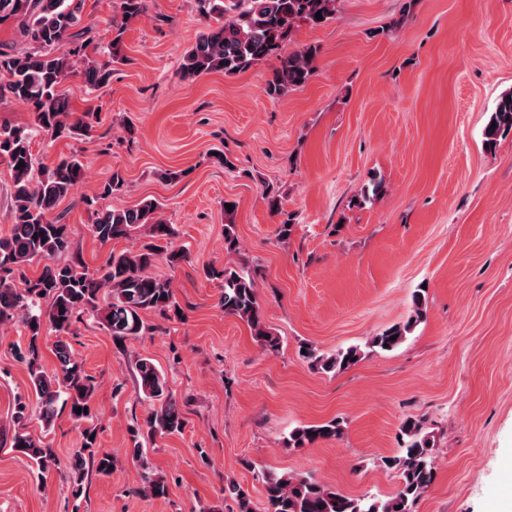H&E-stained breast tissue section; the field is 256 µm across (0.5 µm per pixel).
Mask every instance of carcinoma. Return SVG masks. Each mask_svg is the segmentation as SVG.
I'll return each mask as SVG.
<instances>
[{"label":"carcinoma","mask_w":512,"mask_h":512,"mask_svg":"<svg viewBox=\"0 0 512 512\" xmlns=\"http://www.w3.org/2000/svg\"><path fill=\"white\" fill-rule=\"evenodd\" d=\"M85 0H0V26H14L16 38L27 46L23 53L0 48V100L9 98L26 106L35 125L0 123V160L12 172L14 224L10 234L0 237V327L20 322L26 343L12 345L16 362L29 373L37 403L19 396L13 405L14 429L11 447L19 451L37 469L46 472L55 460L49 446L26 431V421L36 413L47 425L54 421L57 407L68 409L77 424L95 417L93 397L95 378L85 373L76 361L68 336L83 314L96 313L100 324L123 344L145 333L142 314L153 312L171 320L182 319L184 310L173 292L171 281L151 276L147 270L159 259L175 265L188 258L184 250H172L176 235L173 225L160 216L161 203L144 198L126 209H110L101 201L121 191L125 179L116 170L97 194L83 203L93 210L95 220L90 231L102 244L127 239L142 232L149 239L137 251H111L104 273L92 274L74 252L63 215L53 214L56 206L71 195L84 178V164L73 154L52 166L35 162L31 152L33 133L46 132L56 137L87 136L92 128L90 113H75L66 95L67 81L82 74L93 89L112 82V64L124 60L122 42L126 18L146 14V0H118L121 20H112L111 60L101 62L90 57L93 24L84 20ZM205 30L185 52L180 78L198 77L222 71L227 75L243 71L271 58L277 60L266 82L265 92L280 99L301 89L316 71L318 48L303 45L294 50L285 46L300 25L323 26L336 17L341 0H195ZM322 19H316V13ZM68 44L66 52L59 46ZM512 134V92L503 94L491 112L484 132V146L495 150L499 141ZM24 167H18V163ZM224 249L238 250V240L224 212ZM44 263L41 274L29 278L27 266ZM208 279L221 282L220 306L249 326L257 342L274 353L280 339L265 323L255 281L241 266L220 269L203 268ZM413 315L404 324H394L370 337L364 347L349 346L326 353L313 345L305 346L303 358L323 372H340L354 365L365 353L389 352L401 345L426 311L424 295L412 296ZM55 332L54 353L58 368L48 373L41 363V343L46 331ZM140 398L152 403L144 423L130 428L131 459L141 471L140 493L165 498L168 479L158 473L149 460L140 438L182 433L186 426L182 404L168 387L165 376L151 359L135 362ZM80 407L83 412H75ZM340 423L299 426L288 434V447L305 448L320 441L340 437ZM82 445L71 463V493L78 498L84 492L85 467L109 476L112 455L97 448L96 428L86 425L81 431ZM380 466L398 473L401 486L386 499L375 496L349 497L309 476L264 471L258 476L264 490L266 512H413V508L433 484L436 456L430 432L421 419H407L400 427V448L393 456L380 458ZM224 496L233 499L237 512H260L249 493L233 479H226Z\"/></svg>","instance_id":"1"}]
</instances>
